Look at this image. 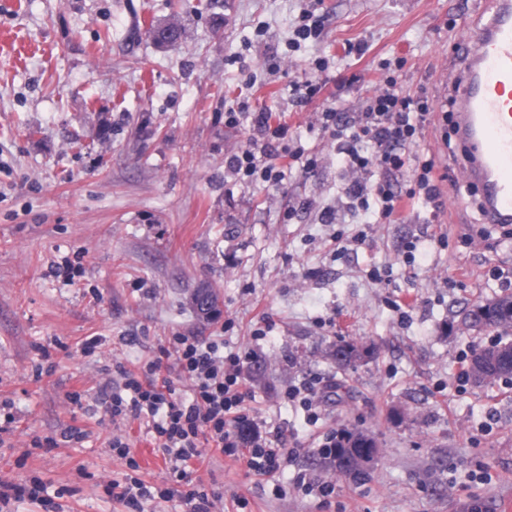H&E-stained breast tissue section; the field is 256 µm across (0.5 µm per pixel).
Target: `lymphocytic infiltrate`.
<instances>
[{"instance_id": "obj_1", "label": "lymphocytic infiltrate", "mask_w": 512, "mask_h": 512, "mask_svg": "<svg viewBox=\"0 0 512 512\" xmlns=\"http://www.w3.org/2000/svg\"><path fill=\"white\" fill-rule=\"evenodd\" d=\"M383 87L364 99L358 112L326 109L320 116L323 131L341 140L344 171L349 179L345 191L359 206H373L377 220L389 223L395 203L402 193L398 177L407 173L411 185L405 194L433 201L440 191L432 158L419 153L423 131L433 117L428 98L405 94L396 76L402 62L383 63ZM371 151H364V143ZM220 336L199 338L176 335L158 356L144 364L142 376H135L123 364L113 372L125 381L121 391L113 393L111 413L116 417L146 419L155 444L174 463L179 480H187L192 463L202 456V444L220 452L245 455L250 470L270 473L279 468L285 456L268 437L255 431L254 421L244 405L242 388L243 356L223 355ZM175 357L178 377L190 381L192 395L176 397L173 378L164 371L163 360ZM106 492L127 512H142L145 501L177 495L167 488L152 492L140 480L113 481ZM189 512H213L214 501L200 486L179 493Z\"/></svg>"}]
</instances>
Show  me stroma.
Returning <instances> with one entry per match:
<instances>
[{"label": "stroma", "instance_id": "stroma-1", "mask_svg": "<svg viewBox=\"0 0 512 512\" xmlns=\"http://www.w3.org/2000/svg\"><path fill=\"white\" fill-rule=\"evenodd\" d=\"M206 3L0 0V403L13 418L0 481L40 480L53 501L7 512H125L105 486L130 473L178 491L145 512H184L186 484L146 427L109 411L122 384L113 363L139 371L177 334L220 335L225 352L250 354L254 422L292 452L260 476L203 449L193 466L215 512H506L512 384L460 381L462 358L497 333L459 328L458 313L512 293V224L484 223L440 118L461 25L485 22L483 0ZM306 11L323 18L321 35L292 47ZM168 24L181 39L157 44L150 28ZM317 58L325 87L304 102L295 85ZM394 59L407 93L436 112L420 147L440 196L402 198L394 223L379 224L350 206L318 114L359 111ZM230 108L238 126L224 124ZM257 112L287 124L288 145L319 168L289 163L276 185L239 180L234 153L251 146L275 164L283 147L261 139ZM326 208L334 223H321ZM200 288L218 294L213 319L192 303ZM341 340L369 356L338 369ZM304 382L316 411L287 397ZM74 427L81 439L67 438ZM341 429L378 443L364 481L318 465ZM46 438L57 447H34Z\"/></svg>", "mask_w": 512, "mask_h": 512}]
</instances>
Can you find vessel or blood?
Segmentation results:
<instances>
[{"instance_id": "obj_1", "label": "vessel or blood", "mask_w": 512, "mask_h": 512, "mask_svg": "<svg viewBox=\"0 0 512 512\" xmlns=\"http://www.w3.org/2000/svg\"><path fill=\"white\" fill-rule=\"evenodd\" d=\"M489 22L463 39L456 137L461 175L479 188L487 223H512V0H493Z\"/></svg>"}]
</instances>
